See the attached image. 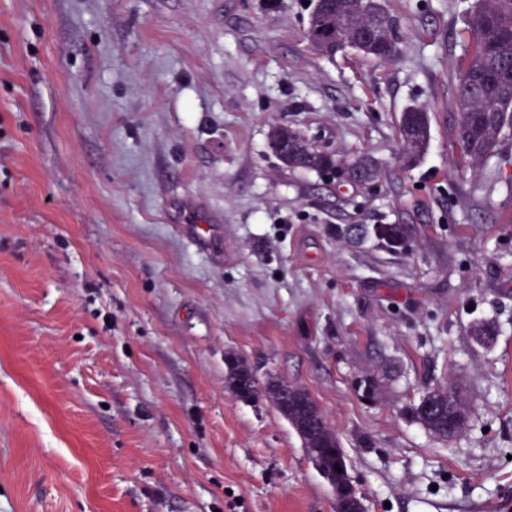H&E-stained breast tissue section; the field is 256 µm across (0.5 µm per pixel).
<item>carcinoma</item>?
<instances>
[{
  "instance_id": "cac0c4a2",
  "label": "carcinoma",
  "mask_w": 512,
  "mask_h": 512,
  "mask_svg": "<svg viewBox=\"0 0 512 512\" xmlns=\"http://www.w3.org/2000/svg\"><path fill=\"white\" fill-rule=\"evenodd\" d=\"M477 8L486 23H470L472 44L468 48L456 88L458 109L457 139L462 152L477 159L494 151L500 138L512 131V0H478ZM382 21L381 40L389 41V49L380 52V43L352 37L354 31L373 16ZM393 22L382 0H336V7L315 4L308 22L306 36L319 43V53L333 55L350 48L365 56L389 61L397 55V42L391 34ZM402 155L409 164L415 163L430 142L428 113L419 107L404 112L400 122ZM270 145L282 163L292 169L331 170L332 159L310 144L297 130L276 125L270 132ZM353 182H369L377 177L376 166L361 159L343 169ZM376 235L388 244L406 240V227L388 224L375 229ZM474 340L487 345L495 335L489 323H477L471 328ZM226 387L243 401L271 396L278 385L275 379L260 383L253 369L244 361L228 359ZM277 410L289 409L288 422L300 436L310 461L329 483L336 495V508L347 504L352 480L346 455L315 398L307 393L295 403L276 405ZM316 411L322 426L310 434L302 430L301 422ZM411 419L419 422L433 436L448 440V424L465 427L469 406L461 391L440 386L425 392L408 409ZM341 471H336L334 466Z\"/></svg>"
}]
</instances>
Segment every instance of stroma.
Wrapping results in <instances>:
<instances>
[{"instance_id": "obj_1", "label": "stroma", "mask_w": 512, "mask_h": 512, "mask_svg": "<svg viewBox=\"0 0 512 512\" xmlns=\"http://www.w3.org/2000/svg\"><path fill=\"white\" fill-rule=\"evenodd\" d=\"M384 4L378 63L310 49V0H0V512H336L231 355L312 393L366 512H512V136L457 142L477 0ZM278 123L376 179L286 167ZM437 385L470 406L446 442L407 414ZM402 155L407 164H414L426 151L430 142L428 113L419 107L409 108L400 122ZM345 177L353 182H369L377 177V168L369 159H361L342 170ZM227 363L225 384L233 395L247 402L256 400L259 396L269 397V395L273 400V394L279 384L278 380L268 379L264 384H260L253 369L245 361L230 357ZM272 402L280 413L283 408L288 409V404H277L274 400Z\"/></svg>"}]
</instances>
